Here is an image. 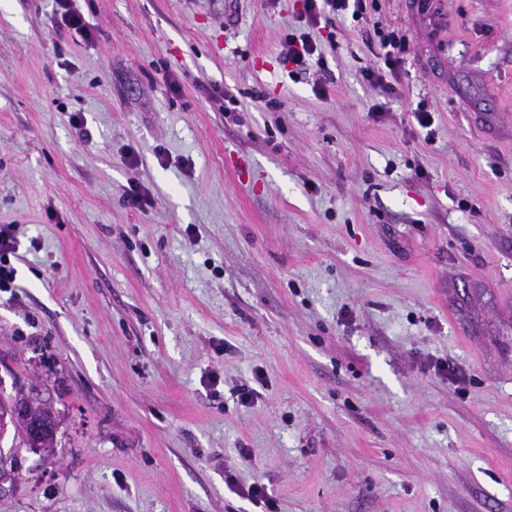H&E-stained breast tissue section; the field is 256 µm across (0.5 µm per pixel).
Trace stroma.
<instances>
[{"instance_id":"stroma-1","label":"stroma","mask_w":512,"mask_h":512,"mask_svg":"<svg viewBox=\"0 0 512 512\" xmlns=\"http://www.w3.org/2000/svg\"><path fill=\"white\" fill-rule=\"evenodd\" d=\"M424 2L377 0L388 98L349 16L290 73L303 0H72L87 40L0 0V386L59 421L0 512H261L228 474L274 512H512V0ZM372 27L379 49L375 57L379 61L375 66L365 68L362 77L371 86L382 88L387 95H397L402 78L401 54L406 49L405 36L394 29L381 27L378 21L373 22ZM285 42L286 52L284 60L288 65L291 64L296 69L302 71L306 69V66L313 59L316 60V64L322 62L323 57L320 43L313 39L310 33H302L300 36L288 34ZM14 224L0 225V292L15 288L16 269L11 256L16 258L17 241Z\"/></svg>"}]
</instances>
